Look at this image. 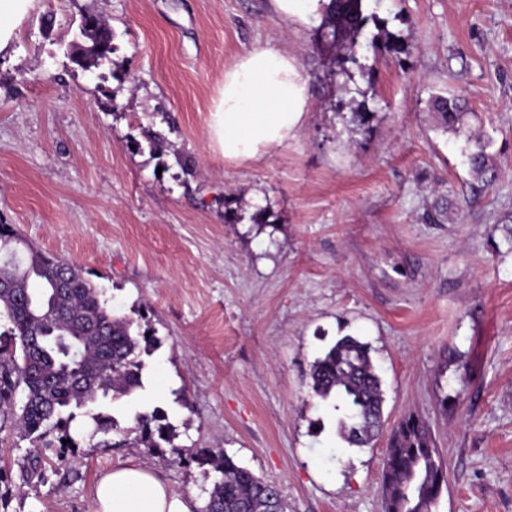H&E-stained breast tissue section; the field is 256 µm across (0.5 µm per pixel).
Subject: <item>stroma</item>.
<instances>
[{
    "label": "stroma",
    "instance_id": "1",
    "mask_svg": "<svg viewBox=\"0 0 512 512\" xmlns=\"http://www.w3.org/2000/svg\"><path fill=\"white\" fill-rule=\"evenodd\" d=\"M365 9L367 48L343 73L269 0H36L0 56V224L80 268L116 314L145 313L161 344L143 389L102 404L118 430L75 460L24 480L30 444L0 432V512H92L120 462L202 512L218 474L176 446L226 451L288 512H384L387 436L349 446L310 390V364L347 334L371 347L386 427L430 424L447 466L436 512H512V0ZM85 12L114 34L90 73L67 53ZM269 42L297 58L312 110L231 163L209 137L213 102L225 69ZM453 93L498 171L475 204L473 144L430 110ZM440 197L447 223H424ZM156 406L173 445L133 447L135 413Z\"/></svg>",
    "mask_w": 512,
    "mask_h": 512
}]
</instances>
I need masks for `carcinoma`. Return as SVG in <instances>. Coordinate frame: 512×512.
Returning <instances> with one entry per match:
<instances>
[{"mask_svg": "<svg viewBox=\"0 0 512 512\" xmlns=\"http://www.w3.org/2000/svg\"><path fill=\"white\" fill-rule=\"evenodd\" d=\"M322 36L339 44L356 39L373 16L363 0H329L322 9ZM82 20L98 29L96 54L86 53L77 65L89 69L112 60V29L96 14ZM439 125L464 132L466 103L436 96L430 101ZM476 150L468 162L474 179L489 185L496 179L483 135H469ZM425 219L448 221V200L432 204ZM13 224H0V429L9 426L31 449L18 462L20 474L42 471L46 451L53 448L65 461L77 454L79 440L94 439L118 429V422L88 406L128 397L143 387V356L160 344L149 326L118 316L102 299L100 289L76 266L25 245ZM312 395L340 402L347 410L341 437L351 447L371 444L384 426L382 383L368 344L346 335L336 340L309 367ZM137 442L146 448L172 444L175 432L164 411L134 415ZM178 457L204 466L220 458V474L203 512H272L277 489L239 465L232 456L199 448H172ZM447 485V468L429 425L406 415L391 432L383 458L381 490L385 512H434Z\"/></svg>", "mask_w": 512, "mask_h": 512, "instance_id": "carcinoma-1", "label": "carcinoma"}]
</instances>
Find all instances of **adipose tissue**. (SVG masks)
<instances>
[{
  "label": "adipose tissue",
  "instance_id": "adipose-tissue-1",
  "mask_svg": "<svg viewBox=\"0 0 512 512\" xmlns=\"http://www.w3.org/2000/svg\"><path fill=\"white\" fill-rule=\"evenodd\" d=\"M311 109L296 58L269 43L225 70L209 135L225 159H256L294 136ZM94 512H192V506L155 470L131 464L112 467L99 479Z\"/></svg>",
  "mask_w": 512,
  "mask_h": 512
}]
</instances>
